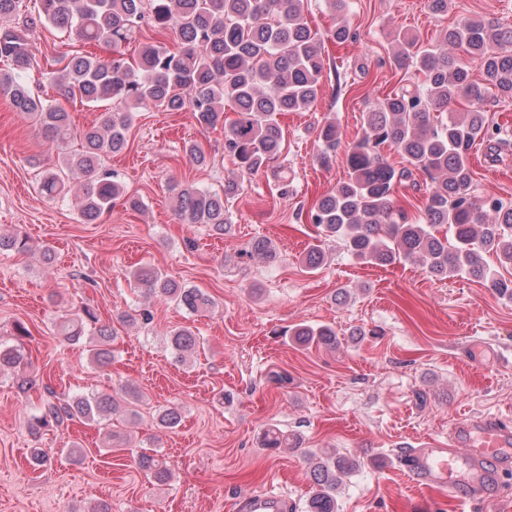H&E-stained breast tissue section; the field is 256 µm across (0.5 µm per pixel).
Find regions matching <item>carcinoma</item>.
<instances>
[{
  "label": "carcinoma",
  "instance_id": "cac0c4a2",
  "mask_svg": "<svg viewBox=\"0 0 512 512\" xmlns=\"http://www.w3.org/2000/svg\"><path fill=\"white\" fill-rule=\"evenodd\" d=\"M327 2L337 14L336 24L321 35L306 20L305 0H40L41 24L84 45L104 44L111 50L106 59L92 53L65 55L55 59L58 68L47 72L61 99H78L89 106L108 102L110 107L82 131L80 152L65 154L57 165L45 168L41 193L49 199L64 195V175L76 173L84 177V220H98L118 200L125 209L138 211L142 202L124 196L123 186L104 168V158L128 148L135 112L189 111L206 129L224 121L228 103L236 118L224 125V152L234 159L236 174L225 181L221 193L173 182L175 211L188 224H207L223 232L230 225L224 203L239 194L245 178L270 176L280 195L288 196V173L276 164L282 142L279 116L310 110L330 66L323 56L324 40L341 43L351 36L346 0ZM19 9L20 0H0V58L7 62V69L0 72V94L18 114L35 120L47 139L65 144L73 136L70 113L20 81L37 61L26 34L28 21L7 24ZM147 23L159 32L173 30L178 43L172 48L144 43L138 60L131 63L121 47ZM455 48L477 64L483 82L471 80L468 66L451 53ZM392 62L399 69L414 68L417 80L376 100L363 113L362 136L347 151V177L318 200L311 223L324 237L341 241L359 263L412 262L437 279H478L511 300L512 279L502 277L498 268H512V203L473 195L470 154L476 141L493 138L484 110L488 96L512 98V27L464 18L429 48L399 32ZM460 101L468 104L464 112L452 109ZM440 111L448 118L434 116ZM337 140L336 123H323L318 134L321 162L329 161ZM386 147L394 148L407 165L390 164L383 156ZM416 173L430 180V188L422 218L410 222L395 208L394 195ZM249 248L269 261L276 259L277 248L268 239H256ZM4 250L28 253L32 247L26 236L0 234V252ZM490 253L499 267L487 263ZM327 260L324 251L313 248L304 265L314 271ZM132 278L147 293L193 313L214 306L201 289L188 288L155 268L140 266ZM88 330L93 332L91 361L112 375L117 332L102 321L97 309L85 306L58 324L66 341H75ZM30 336L29 327L20 322L14 343H0V371L11 372L22 393H38L36 413L28 420L31 433L100 424L124 407L137 415L134 406L141 394L133 387L124 388L122 403L108 391L60 397L51 383L28 376L24 339ZM290 336L299 346L336 345V331L328 325L299 324L290 329ZM167 343L183 363L196 351L199 337L188 327H178L167 332ZM180 420L179 409L169 406L154 417L156 425L166 429L175 428ZM300 443L299 436L276 426L266 428L261 437L264 448H297ZM306 458L311 493L304 512H337L343 479L360 470V461L317 448L308 450ZM136 464L159 483L173 477L157 455L142 453Z\"/></svg>",
  "mask_w": 512,
  "mask_h": 512
}]
</instances>
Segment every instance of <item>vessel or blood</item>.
<instances>
[{
    "label": "vessel or blood",
    "mask_w": 512,
    "mask_h": 512,
    "mask_svg": "<svg viewBox=\"0 0 512 512\" xmlns=\"http://www.w3.org/2000/svg\"><path fill=\"white\" fill-rule=\"evenodd\" d=\"M512 463V425L499 417L458 423L450 442L429 440L400 457L405 475L418 487L444 489L459 500L487 501L503 466ZM274 491L245 497L244 512H285Z\"/></svg>",
    "instance_id": "obj_1"
}]
</instances>
